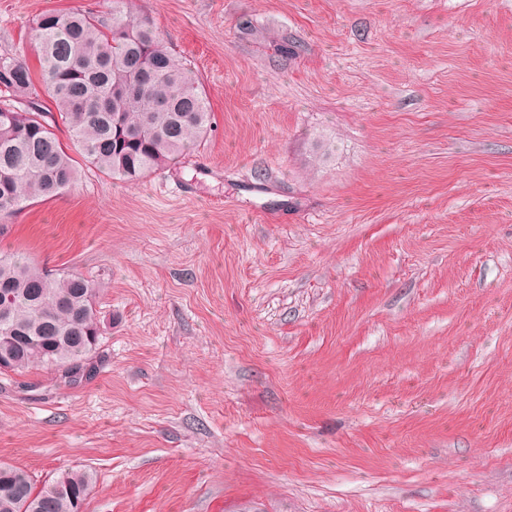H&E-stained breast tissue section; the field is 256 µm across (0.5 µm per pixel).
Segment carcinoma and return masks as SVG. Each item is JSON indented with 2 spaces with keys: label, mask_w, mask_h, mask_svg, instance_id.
Segmentation results:
<instances>
[{
  "label": "carcinoma",
  "mask_w": 512,
  "mask_h": 512,
  "mask_svg": "<svg viewBox=\"0 0 512 512\" xmlns=\"http://www.w3.org/2000/svg\"><path fill=\"white\" fill-rule=\"evenodd\" d=\"M126 0L109 10L41 13L32 27L46 107L30 67L0 53V231L26 203L51 199L78 180L55 129L65 126L84 160L136 182L192 150L212 127L199 79ZM95 284L78 273L52 275L28 257L0 252V354L5 372L35 367L77 383L99 344ZM93 482L66 468L36 485L24 469L0 463V512H82Z\"/></svg>",
  "instance_id": "cac0c4a2"
}]
</instances>
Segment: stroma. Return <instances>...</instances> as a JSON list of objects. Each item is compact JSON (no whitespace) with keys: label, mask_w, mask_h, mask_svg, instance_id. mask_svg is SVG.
Returning a JSON list of instances; mask_svg holds the SVG:
<instances>
[{"label":"stroma","mask_w":512,"mask_h":512,"mask_svg":"<svg viewBox=\"0 0 512 512\" xmlns=\"http://www.w3.org/2000/svg\"><path fill=\"white\" fill-rule=\"evenodd\" d=\"M129 7L213 129L0 234L102 330L81 382L0 374V462L91 468L85 512H512V0ZM75 8L0 0V50Z\"/></svg>","instance_id":"35a3bbf8"}]
</instances>
